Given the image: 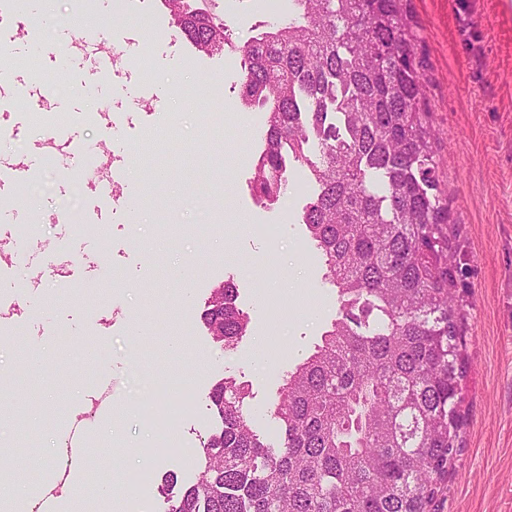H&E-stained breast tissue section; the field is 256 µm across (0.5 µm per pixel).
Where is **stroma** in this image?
Segmentation results:
<instances>
[{
	"mask_svg": "<svg viewBox=\"0 0 512 512\" xmlns=\"http://www.w3.org/2000/svg\"><path fill=\"white\" fill-rule=\"evenodd\" d=\"M259 0H210L233 38L246 43L271 12ZM410 35L421 61V82L435 131L431 151L440 196L448 205L455 304L463 315V424L458 453L431 512H512V0H406ZM153 18L145 27L144 15ZM64 23L81 17L94 41L123 48L122 62L152 97L135 107L121 80L107 83L85 70L79 56L61 60L57 30L33 36L34 67L9 62L0 101L24 91L41 120L0 109V166L67 152L75 136L98 166L107 162L108 122L127 145L123 185L137 191L138 216L86 221L85 208L65 226L85 242L112 278L111 290L76 284L83 253L67 271L39 288H15L18 312L0 323V371L16 381L0 410V512H32L56 476L71 415H90L87 451L95 475L112 486V512H166L158 492L164 476L191 484L203 440L218 419L209 394L227 376L249 383L246 408L267 442L281 439L272 403L287 373L313 353L338 309L320 256L297 215L314 184L306 166L267 209L250 186L263 147L265 111L240 105V56L206 55L177 28L162 0H53ZM75 89L54 90L59 69ZM199 85L197 95L170 98L171 88ZM178 159L155 176L152 160L165 145ZM47 195L21 186L6 205L29 230V241L50 250L64 226L52 213L74 184L92 192L83 170L46 172ZM192 264L188 284L174 275ZM237 287L248 331L231 350L220 348L200 316L224 281ZM182 337L175 353L172 337ZM112 387V412L91 414L100 383ZM180 409L171 451L145 464L140 452L157 444L146 410L157 398ZM34 464L19 472L23 449Z\"/></svg>",
	"mask_w": 512,
	"mask_h": 512,
	"instance_id": "35a3bbf8",
	"label": "stroma"
}]
</instances>
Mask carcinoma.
I'll return each instance as SVG.
<instances>
[{
	"instance_id": "carcinoma-1",
	"label": "carcinoma",
	"mask_w": 512,
	"mask_h": 512,
	"mask_svg": "<svg viewBox=\"0 0 512 512\" xmlns=\"http://www.w3.org/2000/svg\"><path fill=\"white\" fill-rule=\"evenodd\" d=\"M198 2L178 0L179 30L241 51V101L268 112L254 195L278 203L292 163L317 185L299 221L339 309L277 391L278 445L253 428L248 384L214 385L221 426L167 512H429L458 452L462 321L403 0H292L242 47ZM236 299L226 281L201 315L224 350L248 330Z\"/></svg>"
}]
</instances>
